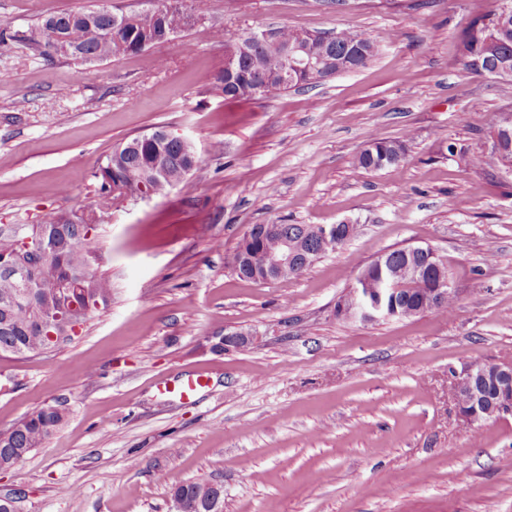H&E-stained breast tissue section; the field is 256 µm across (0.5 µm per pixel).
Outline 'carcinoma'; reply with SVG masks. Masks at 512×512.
<instances>
[{"mask_svg":"<svg viewBox=\"0 0 512 512\" xmlns=\"http://www.w3.org/2000/svg\"><path fill=\"white\" fill-rule=\"evenodd\" d=\"M158 6L141 11H101L92 9L63 11L51 15L29 28L24 40L43 50L48 56L59 55L82 65L136 55L159 44L170 41L169 34L193 36L195 41H219L222 31L214 25L196 26L191 22L194 14L205 10L197 4L187 5V0H156ZM475 0L474 17L469 29L462 35L459 45L468 50L470 71H481L501 66L512 69V16L508 25H494L502 9L512 8V0ZM122 28L114 30L115 19ZM277 45L257 47L244 56L239 69L232 75L224 70L212 74L210 84L227 100L252 98L251 82L263 79V98L271 99L293 87L315 86L325 78L318 73L301 75L285 81L277 75L280 67L279 53L300 46L309 48L316 55L328 47H338L336 58L345 72L366 67L378 54L380 41L364 33L344 28L334 35L316 34L288 26L275 28ZM496 135L512 145V109L499 116ZM127 152H112L106 157L93 177L98 184L96 201L81 212H48L37 224H19L18 231L0 230V258L17 259L22 255L21 241L26 236L36 237L51 250L48 263L35 275L32 301L19 303L16 298L24 291L18 282L0 272V352L25 357L39 354L58 346L40 328L62 303L55 294V285L70 281L79 307L85 310L81 323H86L96 313L112 304V276L99 271L102 256L91 247L94 237L85 232V225L98 224L97 213L112 208L123 195L134 198L146 191L154 196L183 183L198 165L199 158L192 146L178 140L169 141L163 150L143 136L125 142ZM404 146L395 141L376 139L356 156L357 164L368 171L381 170L397 164ZM277 234L261 240L262 249L275 251L281 238L301 242L307 251L325 254L320 239L306 233L304 224H281ZM424 263L421 255H410L402 248L387 250L386 266L395 277L400 291L395 296L397 310L412 312L416 316L425 311L423 292L431 281L414 278L415 268ZM69 414L67 405L57 402L26 416L12 429L0 432V469H9L22 462L34 449L40 447L51 431L62 425ZM220 484L189 481L176 486L172 498L181 500L189 512H198L205 498Z\"/></svg>","mask_w":512,"mask_h":512,"instance_id":"obj_1","label":"carcinoma"}]
</instances>
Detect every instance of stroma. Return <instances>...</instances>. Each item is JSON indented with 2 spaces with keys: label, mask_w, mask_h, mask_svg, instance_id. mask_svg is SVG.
Listing matches in <instances>:
<instances>
[{
  "label": "stroma",
  "mask_w": 512,
  "mask_h": 512,
  "mask_svg": "<svg viewBox=\"0 0 512 512\" xmlns=\"http://www.w3.org/2000/svg\"><path fill=\"white\" fill-rule=\"evenodd\" d=\"M105 1L151 5L0 0V224L93 203L106 156L158 127L201 163L166 194L101 213L109 310L51 352H0V431L58 401L70 410L0 474V496L17 512H174L173 488L204 480L223 485L224 512L272 499L279 512H512V419L468 425L452 389L465 366L512 362V161L493 153L512 95L459 59L471 0H209L223 41L188 56L178 37L89 69L22 39ZM279 26L351 28L380 49L274 99L210 89L225 43ZM375 138L406 142L403 162L359 167ZM284 223L359 232L300 277H238L249 227ZM407 246L445 262L454 313L338 319L360 270ZM235 330L253 344L215 349Z\"/></svg>",
  "instance_id": "obj_1"
}]
</instances>
